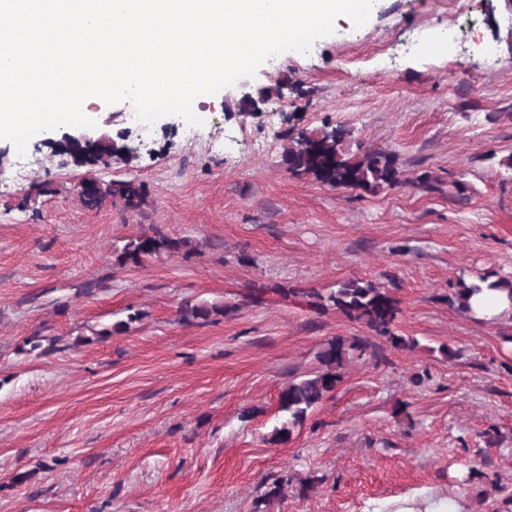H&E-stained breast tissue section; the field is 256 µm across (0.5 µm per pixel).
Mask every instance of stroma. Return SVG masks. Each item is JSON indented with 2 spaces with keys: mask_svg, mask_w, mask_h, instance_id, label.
I'll list each match as a JSON object with an SVG mask.
<instances>
[{
  "mask_svg": "<svg viewBox=\"0 0 512 512\" xmlns=\"http://www.w3.org/2000/svg\"><path fill=\"white\" fill-rule=\"evenodd\" d=\"M246 95L259 114L240 113ZM194 108L196 142L168 116L108 167L0 140V512H254L282 476L264 512H512V319L450 302L512 276V0L456 19L446 0H375L364 26L338 21ZM327 122L351 129V152L394 154L401 187L289 173L288 131ZM86 178L142 182L146 202L87 208ZM155 228L183 247L118 263ZM356 278L398 300L406 346L312 304ZM336 336L387 363L350 360L270 444L280 391Z\"/></svg>",
  "mask_w": 512,
  "mask_h": 512,
  "instance_id": "35a3bbf8",
  "label": "stroma"
}]
</instances>
